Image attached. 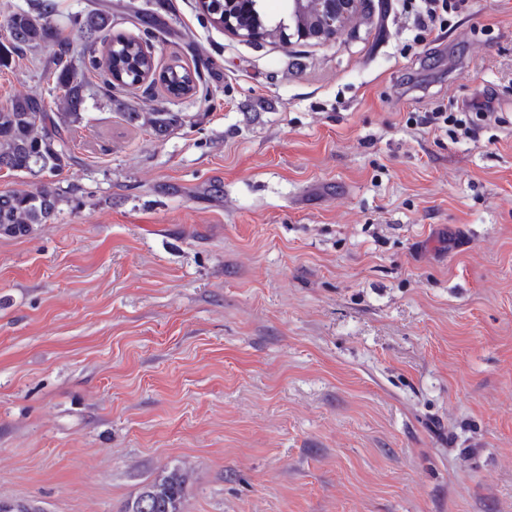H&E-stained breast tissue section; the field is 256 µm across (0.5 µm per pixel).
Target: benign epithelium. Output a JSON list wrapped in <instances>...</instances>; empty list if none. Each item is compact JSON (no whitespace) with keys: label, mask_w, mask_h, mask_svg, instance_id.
<instances>
[{"label":"benign epithelium","mask_w":512,"mask_h":512,"mask_svg":"<svg viewBox=\"0 0 512 512\" xmlns=\"http://www.w3.org/2000/svg\"><path fill=\"white\" fill-rule=\"evenodd\" d=\"M288 18L294 23L301 39L312 43H326L340 33L354 27L358 19L372 10V0H285ZM238 0H224V31L237 39L260 43L274 33L286 38L287 24L279 20L268 27L259 12Z\"/></svg>","instance_id":"7a95c632"}]
</instances>
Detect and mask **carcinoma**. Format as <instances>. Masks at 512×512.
Listing matches in <instances>:
<instances>
[{
	"label": "carcinoma",
	"mask_w": 512,
	"mask_h": 512,
	"mask_svg": "<svg viewBox=\"0 0 512 512\" xmlns=\"http://www.w3.org/2000/svg\"><path fill=\"white\" fill-rule=\"evenodd\" d=\"M55 8L50 3H36V13L17 11L6 22L8 38L0 43V68L12 66L22 50L36 46L53 47L52 65L55 89L67 104L64 112H51L40 96L17 97L0 108V170L31 175L55 176L72 160L67 143L58 127L70 128L84 120L83 87L85 75L95 74L101 82L118 89L132 82L139 70L150 67L137 42H122L112 35V13L91 9L76 14L70 22L88 39L87 55L81 66L71 64L69 44L59 37L52 24ZM130 15L149 36L159 26L157 19L138 7ZM165 83L168 95L177 97L186 83L198 87L199 73L168 69ZM123 81H118V77ZM145 123L157 132H168L180 124L177 112H152ZM62 196L54 191L29 193L19 190L0 192V234L23 237L33 225L47 223L58 211ZM188 483L187 472L176 466L162 471L146 484L136 498L126 503L124 512H140L137 505L148 499L150 512H182V502Z\"/></svg>",
	"instance_id": "carcinoma-1"
}]
</instances>
